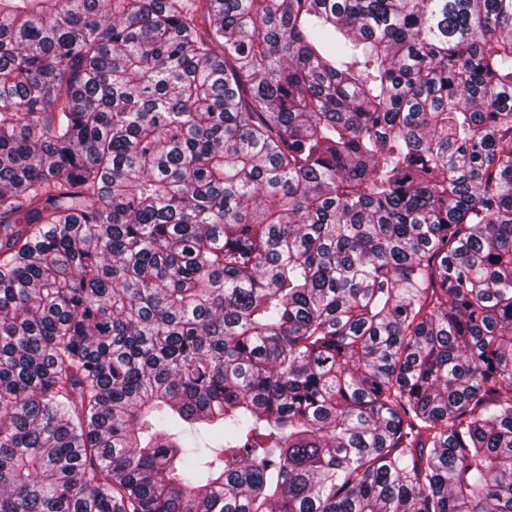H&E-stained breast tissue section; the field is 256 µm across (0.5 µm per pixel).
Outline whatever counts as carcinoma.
I'll use <instances>...</instances> for the list:
<instances>
[{
  "mask_svg": "<svg viewBox=\"0 0 512 512\" xmlns=\"http://www.w3.org/2000/svg\"><path fill=\"white\" fill-rule=\"evenodd\" d=\"M0 512H512V0H0Z\"/></svg>",
  "mask_w": 512,
  "mask_h": 512,
  "instance_id": "obj_1",
  "label": "carcinoma"
}]
</instances>
